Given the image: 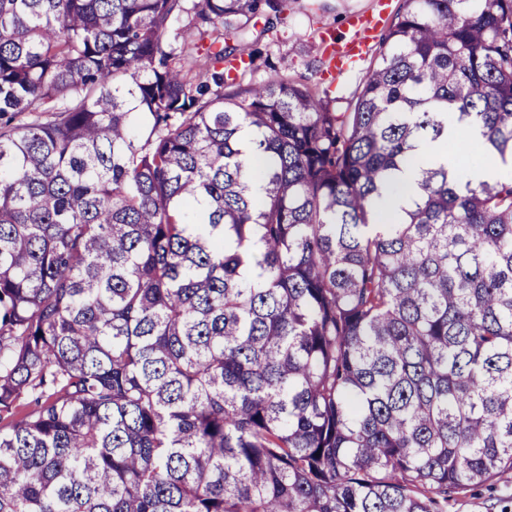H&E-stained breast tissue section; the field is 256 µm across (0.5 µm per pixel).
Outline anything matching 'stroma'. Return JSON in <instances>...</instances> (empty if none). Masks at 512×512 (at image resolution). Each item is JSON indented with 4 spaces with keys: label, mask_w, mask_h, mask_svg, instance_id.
I'll list each match as a JSON object with an SVG mask.
<instances>
[{
    "label": "stroma",
    "mask_w": 512,
    "mask_h": 512,
    "mask_svg": "<svg viewBox=\"0 0 512 512\" xmlns=\"http://www.w3.org/2000/svg\"><path fill=\"white\" fill-rule=\"evenodd\" d=\"M401 4L402 0H287L264 42L270 64L256 69L252 81H263L274 72L302 78L315 92L329 93L334 111H352L368 70L385 46L374 40L364 57L348 61L345 71L331 78L325 40L350 41L355 35L353 21L362 15L375 17L380 27H387ZM448 512H512V475L460 491L449 500Z\"/></svg>",
    "instance_id": "35a3bbf8"
}]
</instances>
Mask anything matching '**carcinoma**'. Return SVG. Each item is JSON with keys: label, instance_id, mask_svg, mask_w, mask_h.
I'll return each mask as SVG.
<instances>
[{"label": "carcinoma", "instance_id": "obj_1", "mask_svg": "<svg viewBox=\"0 0 512 512\" xmlns=\"http://www.w3.org/2000/svg\"><path fill=\"white\" fill-rule=\"evenodd\" d=\"M283 0H0V512H445L512 473V0H403L354 110ZM263 157L254 190L244 132ZM428 164L433 167L441 165L448 169L456 166L447 154L437 146L436 142L427 143L416 151L415 155L402 167L396 175V181L400 186L398 193L384 191L381 197L375 201V209L381 214L386 222L390 223L399 219L403 209L407 208L411 196L416 190V179L419 168ZM466 176L474 186L482 182L493 183L505 180L512 176V158L507 157L505 162L495 158L482 168L467 171Z\"/></svg>", "mask_w": 512, "mask_h": 512}]
</instances>
